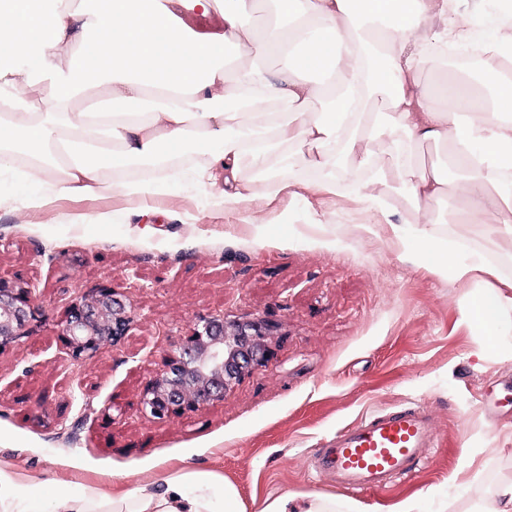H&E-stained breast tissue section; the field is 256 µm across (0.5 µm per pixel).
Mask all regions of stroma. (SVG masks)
<instances>
[{"label":"stroma","instance_id":"stroma-1","mask_svg":"<svg viewBox=\"0 0 512 512\" xmlns=\"http://www.w3.org/2000/svg\"><path fill=\"white\" fill-rule=\"evenodd\" d=\"M38 194L0 173V279L37 288L25 336L0 351V466L24 491L120 495L176 472L213 473L246 512L284 494L362 512L408 497L419 512H483L512 481V312L488 345L463 319L488 280L459 282L428 256L406 257L389 232L365 230V204L302 189L259 206L257 226L176 179L145 223L118 195L23 207ZM455 205L433 209L431 234L512 282V251L449 223ZM104 286L134 321L117 345L71 363L60 325ZM216 312L274 321L268 361L199 411L163 422L141 412L165 356ZM407 403L433 417L440 445L425 467L363 495L316 476L330 436Z\"/></svg>","mask_w":512,"mask_h":512}]
</instances>
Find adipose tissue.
I'll list each match as a JSON object with an SVG mask.
<instances>
[{
  "mask_svg": "<svg viewBox=\"0 0 512 512\" xmlns=\"http://www.w3.org/2000/svg\"><path fill=\"white\" fill-rule=\"evenodd\" d=\"M253 0H224V34L195 33L170 0H108L85 11L56 0H0V52L19 59L5 70L16 112L0 113V170L42 186L33 205L64 196L132 200L167 192L184 172H201L224 188L215 207L248 210L256 203L243 166L310 168L318 189L365 202L382 217L395 215L388 188L401 181L413 204L414 230L394 225L410 257L426 254L455 280L492 274L482 256L459 260L422 222L423 205L462 204L450 223L494 235L512 247V35L483 0H279L293 28L257 38L248 22ZM481 43L477 81H442L429 95L419 76L436 50ZM252 50L250 64L226 71V54ZM280 55L270 68L268 54ZM42 63V76L23 68ZM330 74L321 88L306 71ZM80 95L136 103L156 99L146 112L105 108L76 112ZM326 96L315 111L311 103ZM241 111L215 109L217 98ZM382 99L385 111L372 109ZM286 103L272 112L269 102ZM448 147L447 166L419 164L415 146ZM208 148L204 168L188 146ZM385 163H378V156ZM512 296L491 288L473 296L468 324L493 341ZM52 512H245L234 485L207 475L173 474L163 487L142 485L109 497L58 494Z\"/></svg>",
  "mask_w": 512,
  "mask_h": 512,
  "instance_id": "ef3b65f1",
  "label": "adipose tissue"
}]
</instances>
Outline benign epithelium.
<instances>
[{
    "mask_svg": "<svg viewBox=\"0 0 512 512\" xmlns=\"http://www.w3.org/2000/svg\"><path fill=\"white\" fill-rule=\"evenodd\" d=\"M35 301V289L0 279V351L25 336ZM132 321L125 304L112 289L103 287L94 297L73 305L62 322L59 336L65 354L78 362L104 344L114 345ZM274 328L261 316L229 328L222 314L200 319L147 385L141 409L164 420L224 399L232 382L268 360L267 340Z\"/></svg>",
    "mask_w": 512,
    "mask_h": 512,
    "instance_id": "7a95c632",
    "label": "benign epithelium"
}]
</instances>
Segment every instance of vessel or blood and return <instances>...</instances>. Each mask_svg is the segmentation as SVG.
Here are the masks:
<instances>
[{
    "instance_id": "1",
    "label": "vessel or blood",
    "mask_w": 512,
    "mask_h": 512,
    "mask_svg": "<svg viewBox=\"0 0 512 512\" xmlns=\"http://www.w3.org/2000/svg\"><path fill=\"white\" fill-rule=\"evenodd\" d=\"M431 414L404 407L361 417L339 430L318 452L317 475L331 476L353 492L379 491L409 476L437 447Z\"/></svg>"
}]
</instances>
